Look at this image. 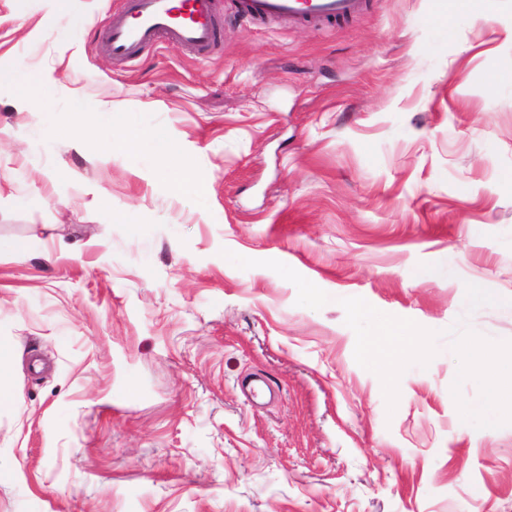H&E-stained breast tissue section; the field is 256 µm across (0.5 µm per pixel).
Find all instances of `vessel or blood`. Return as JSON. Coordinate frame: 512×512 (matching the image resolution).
Listing matches in <instances>:
<instances>
[{"mask_svg":"<svg viewBox=\"0 0 512 512\" xmlns=\"http://www.w3.org/2000/svg\"><path fill=\"white\" fill-rule=\"evenodd\" d=\"M366 0H234L238 15L255 20L331 23L360 14ZM104 46L113 60L128 61L160 41H171L198 53L214 46L220 26L214 0H124L109 19Z\"/></svg>","mask_w":512,"mask_h":512,"instance_id":"vessel-or-blood-1","label":"vessel or blood"}]
</instances>
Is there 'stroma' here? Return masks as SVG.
I'll return each instance as SVG.
<instances>
[{"label":"stroma","instance_id":"obj_1","mask_svg":"<svg viewBox=\"0 0 512 512\" xmlns=\"http://www.w3.org/2000/svg\"><path fill=\"white\" fill-rule=\"evenodd\" d=\"M344 22L217 0L206 55L117 63L122 0H0V512H512V424L475 428L445 329L512 341V0ZM52 83H45V76ZM166 132L107 154L75 98ZM438 332L388 411L341 299ZM143 147L155 157L166 162L183 161L179 146L163 131H156L151 134L143 142Z\"/></svg>","mask_w":512,"mask_h":512}]
</instances>
